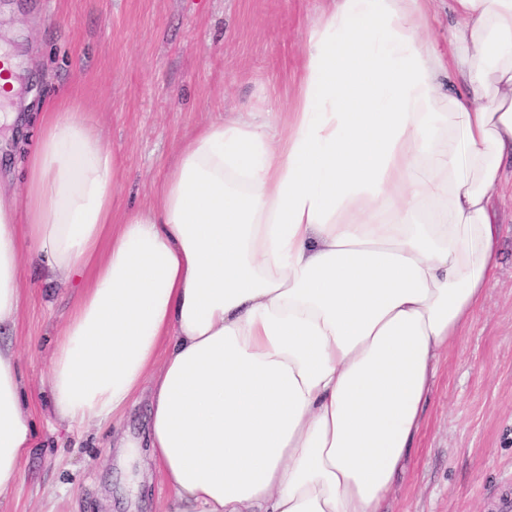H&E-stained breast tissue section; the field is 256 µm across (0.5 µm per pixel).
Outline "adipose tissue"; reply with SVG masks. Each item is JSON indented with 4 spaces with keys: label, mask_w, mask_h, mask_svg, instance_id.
I'll return each mask as SVG.
<instances>
[{
    "label": "adipose tissue",
    "mask_w": 512,
    "mask_h": 512,
    "mask_svg": "<svg viewBox=\"0 0 512 512\" xmlns=\"http://www.w3.org/2000/svg\"><path fill=\"white\" fill-rule=\"evenodd\" d=\"M278 134L198 127L151 206L114 222L111 148L45 105L22 196L0 190V328L21 266L87 278L47 382L84 428L149 393L174 512H383L438 365L490 287L493 195L512 158V0H332ZM453 78L448 93L443 81ZM0 346V495L35 446ZM449 3L448 0L436 1L430 7L429 33L438 40H442L447 35L448 27L456 22V16L449 9Z\"/></svg>",
    "instance_id": "1"
}]
</instances>
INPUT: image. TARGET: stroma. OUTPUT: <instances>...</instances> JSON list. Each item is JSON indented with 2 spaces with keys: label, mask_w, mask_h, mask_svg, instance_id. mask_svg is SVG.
<instances>
[{
  "label": "stroma",
  "mask_w": 512,
  "mask_h": 512,
  "mask_svg": "<svg viewBox=\"0 0 512 512\" xmlns=\"http://www.w3.org/2000/svg\"><path fill=\"white\" fill-rule=\"evenodd\" d=\"M326 0H0V45L19 60L28 120L0 138V174L17 173L20 140L42 104L77 100L118 162L115 216L149 206L202 122L239 110L291 111L308 31ZM20 189L19 181L11 183ZM503 226L493 285L436 377L416 446L384 512H497L512 493V180L497 192ZM79 295L22 272V304L0 344L18 351L37 443L0 512H173L148 459H117L114 433L144 436L146 395L114 422L70 434L53 419L48 375L57 334Z\"/></svg>",
  "instance_id": "35a3bbf8"
}]
</instances>
